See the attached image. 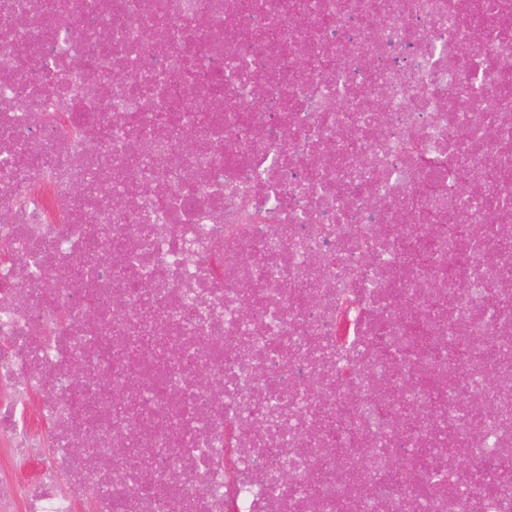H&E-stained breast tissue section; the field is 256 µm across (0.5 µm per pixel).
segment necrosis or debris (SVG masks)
Returning a JSON list of instances; mask_svg holds the SVG:
<instances>
[{
    "instance_id": "necrosis-or-debris-1",
    "label": "necrosis or debris",
    "mask_w": 512,
    "mask_h": 512,
    "mask_svg": "<svg viewBox=\"0 0 512 512\" xmlns=\"http://www.w3.org/2000/svg\"><path fill=\"white\" fill-rule=\"evenodd\" d=\"M76 488L512 512V0H0V512Z\"/></svg>"
}]
</instances>
